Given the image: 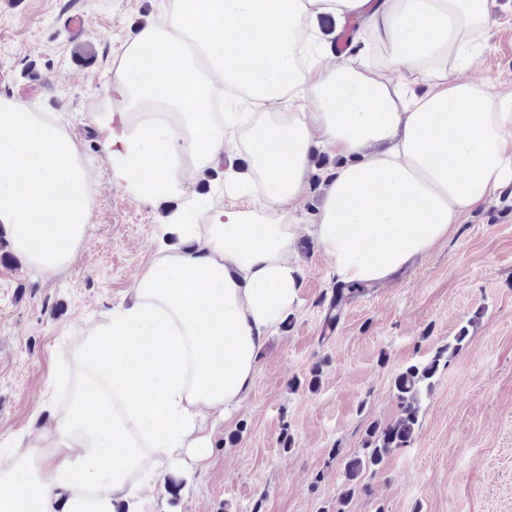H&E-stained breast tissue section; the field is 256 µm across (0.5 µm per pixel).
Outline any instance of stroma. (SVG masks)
<instances>
[{
  "label": "stroma",
  "mask_w": 512,
  "mask_h": 512,
  "mask_svg": "<svg viewBox=\"0 0 512 512\" xmlns=\"http://www.w3.org/2000/svg\"><path fill=\"white\" fill-rule=\"evenodd\" d=\"M167 0H20L0 6V99L57 114L91 175L92 227L69 266L40 272L0 262V442L52 432L70 394L67 358L127 295L155 256L156 224L178 200L151 203L116 183L93 114L110 100L119 48L160 22ZM80 14L84 31L64 25ZM492 29L471 76L512 91V0H495ZM187 180L189 194L224 206L226 163ZM313 188L294 214L303 288L269 339L254 386L220 424L204 466L170 472L152 512H512V184L397 276L345 302L308 228L336 155L316 149ZM468 336L454 353L460 328ZM439 358L423 390L410 447L362 474L346 506L343 466L371 424L399 414L396 375ZM322 376L316 391L308 380ZM291 449H284V442Z\"/></svg>",
  "instance_id": "1"
}]
</instances>
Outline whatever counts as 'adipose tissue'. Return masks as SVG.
<instances>
[{
  "label": "adipose tissue",
  "mask_w": 512,
  "mask_h": 512,
  "mask_svg": "<svg viewBox=\"0 0 512 512\" xmlns=\"http://www.w3.org/2000/svg\"><path fill=\"white\" fill-rule=\"evenodd\" d=\"M165 13L121 46L95 123L132 197L182 199L157 227L179 244L84 336L52 439L0 457V512H150L142 486L208 460L297 306L291 215L314 144L343 159L312 233L346 285L392 277L512 183V94L469 76L490 0H170ZM322 15L359 21L362 51L326 63ZM237 144L248 165L225 170L224 208L188 195L185 170Z\"/></svg>",
  "instance_id": "ef3b65f1"
}]
</instances>
